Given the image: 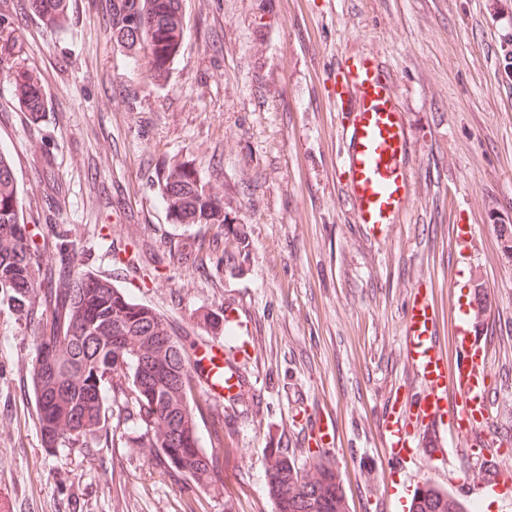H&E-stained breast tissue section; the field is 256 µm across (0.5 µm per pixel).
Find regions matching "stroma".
Here are the masks:
<instances>
[{
  "instance_id": "obj_1",
  "label": "stroma",
  "mask_w": 512,
  "mask_h": 512,
  "mask_svg": "<svg viewBox=\"0 0 512 512\" xmlns=\"http://www.w3.org/2000/svg\"><path fill=\"white\" fill-rule=\"evenodd\" d=\"M42 21L29 0H0L13 59L37 69L46 105L33 117L0 81V148L14 162L36 244L56 233L79 270L112 280L164 314L193 349L237 346L231 308L252 322L244 382L224 413L215 483L163 473L133 423L107 416L95 435L44 447L31 390L35 317L0 304V495L12 512H274L265 464L286 449L308 468L307 425L330 414L348 512H392L380 413L415 392L402 341L417 288L430 289L453 352L455 308L479 298L490 346L497 432L512 437V0H185L180 56L156 84L125 57L109 0H69ZM389 69L413 141L406 219L374 238L355 224L339 181L341 116L331 99L344 53ZM191 165L221 203L222 224H176L161 197L167 166ZM66 186L56 195L54 181ZM476 227L468 259L453 228ZM217 244L231 265L187 257Z\"/></svg>"
}]
</instances>
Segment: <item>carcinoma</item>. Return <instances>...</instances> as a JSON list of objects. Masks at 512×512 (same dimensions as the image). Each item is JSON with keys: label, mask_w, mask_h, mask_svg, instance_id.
Wrapping results in <instances>:
<instances>
[{"label": "carcinoma", "mask_w": 512, "mask_h": 512, "mask_svg": "<svg viewBox=\"0 0 512 512\" xmlns=\"http://www.w3.org/2000/svg\"><path fill=\"white\" fill-rule=\"evenodd\" d=\"M46 22L67 21L68 0H31ZM110 27L117 44L133 57L148 59L147 76L166 80L186 33L183 0H112ZM0 73L26 112L44 111L40 78L14 65L0 48ZM161 195L178 224H223L218 200L205 190L197 172L179 165L168 170ZM13 162L0 149V296L17 312H27L33 295H48L33 336L31 378L39 431L46 448L70 445L101 428L103 392L124 419L136 423L139 437L158 449L165 471L200 484L215 481L224 452V419L211 404L195 399L200 386L192 355L177 336L165 331L166 319L127 296L112 282L75 269L74 244L58 238V270L42 272L44 255L28 230ZM197 261H231L203 242L191 246ZM99 310L88 318L90 307ZM122 354L126 368L114 365ZM207 427L211 447L199 443L198 427ZM267 488L275 512H345L336 471L323 458L312 459L308 472L288 460L285 449L272 448ZM412 512H468L464 504L433 487L417 492Z\"/></svg>", "instance_id": "cac0c4a2"}]
</instances>
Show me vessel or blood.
<instances>
[{"mask_svg": "<svg viewBox=\"0 0 512 512\" xmlns=\"http://www.w3.org/2000/svg\"><path fill=\"white\" fill-rule=\"evenodd\" d=\"M332 97L342 112L346 146L337 165L356 223L384 234L400 223L411 194L412 142L388 72L372 56L346 54L336 60ZM405 358L420 389L396 396L383 425L384 459L404 468L428 461L466 483L480 471L477 494L512 496L498 469L505 450L489 432L493 420L487 385L489 348L477 336L470 313L458 310L454 357L437 338L438 311L428 292L414 290L405 312ZM195 363L210 393L235 398L242 382L235 353L206 349Z\"/></svg>", "mask_w": 512, "mask_h": 512, "instance_id": "1", "label": "vessel or blood"}]
</instances>
